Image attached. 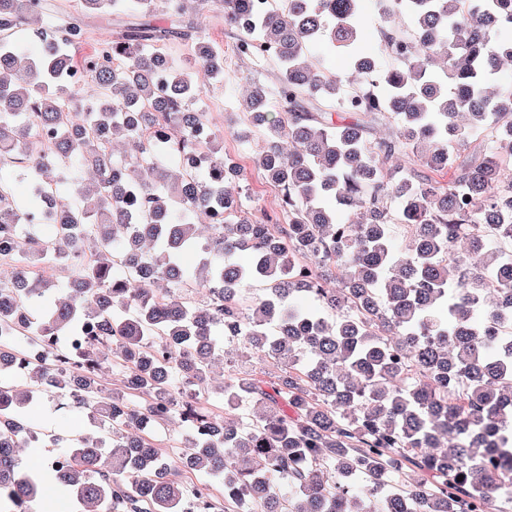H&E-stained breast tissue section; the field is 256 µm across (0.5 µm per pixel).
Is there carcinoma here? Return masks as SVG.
I'll return each instance as SVG.
<instances>
[{
  "mask_svg": "<svg viewBox=\"0 0 512 512\" xmlns=\"http://www.w3.org/2000/svg\"><path fill=\"white\" fill-rule=\"evenodd\" d=\"M195 2L243 49L273 52L275 93L251 86L228 130L263 133L274 217L242 195L224 133L192 107L197 71L223 82L224 48L184 6L77 0L34 51L25 35L40 34L48 0H0V165L29 179L23 199L0 180V253L17 248L0 282V512H46L63 494L73 512H185L192 473L220 512H504L512 87L494 78L512 62V0H392L382 59L364 0ZM91 14L112 15L115 65L88 62L85 98L75 71ZM176 39L185 67L167 52ZM315 44L342 68L310 63ZM64 183L72 201L46 210ZM38 257L66 273L64 296L25 273ZM196 288L213 299L191 304ZM22 331L54 337L51 353L31 359L12 341ZM223 341L244 351L217 405L198 385ZM253 357L282 374L242 369ZM114 358L118 392L104 385ZM19 369L23 389L3 381ZM61 396L90 428L66 441L68 466L29 470L18 449L50 440L31 409ZM163 420L187 428L175 455L155 442Z\"/></svg>",
  "mask_w": 512,
  "mask_h": 512,
  "instance_id": "carcinoma-1",
  "label": "carcinoma"
}]
</instances>
